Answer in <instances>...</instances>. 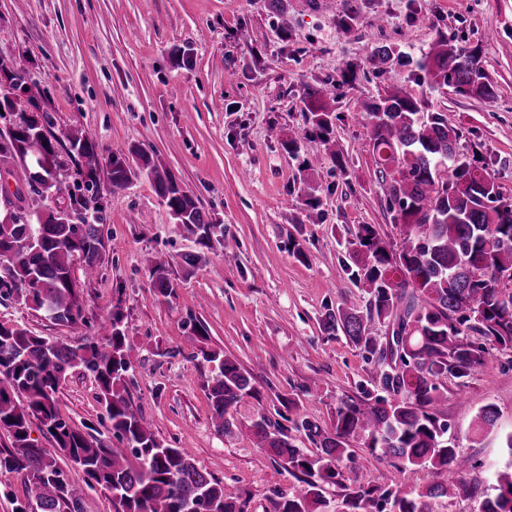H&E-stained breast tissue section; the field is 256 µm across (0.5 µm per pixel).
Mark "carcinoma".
<instances>
[{
    "label": "carcinoma",
    "mask_w": 512,
    "mask_h": 512,
    "mask_svg": "<svg viewBox=\"0 0 512 512\" xmlns=\"http://www.w3.org/2000/svg\"><path fill=\"white\" fill-rule=\"evenodd\" d=\"M408 64L387 45L374 48L367 63L382 69L392 61ZM29 59L1 66L0 171L27 163L26 191L7 193L0 184V298L20 295L52 321L71 327L83 321L81 285L73 269L93 274L105 253L107 210L99 186L106 172L112 187L145 176L166 204L174 223L196 242L224 252L234 249L224 225L209 220L196 200L152 154L140 146L128 154L103 157L81 132L66 134L64 161L49 137L52 117L40 110L44 96ZM420 81L447 86L486 103L497 98L475 52L431 43L416 62ZM304 111L311 129L330 145L333 112L320 93L306 89ZM370 116L369 141L376 179L392 212L399 242L390 244L371 224H360L347 240L345 270L368 295L365 310L339 308L322 317L327 333H342L373 363L364 393L336 406L324 428L309 418L295 422L315 446L305 452L290 441L288 428L260 415L250 430L273 459L302 474L299 486L273 502V512H321L323 486H340L343 512H432L430 501L445 498L479 502V512H512V431L501 435L505 462L490 480L469 474L481 463L464 455L448 434L440 404L445 381L458 388L488 363L490 351L512 350V287L496 274L512 270V202L500 195L476 147H466L463 130L447 112H424L410 93L391 91L364 106ZM13 223L3 222L10 211ZM156 295L174 296L176 287L161 260L152 266ZM394 325L389 349L374 327ZM199 331L189 339L205 363L218 372L207 385L211 422L233 433L234 410L253 393L251 379L233 359L208 350ZM131 345L123 316L111 315V333L77 346L53 342L0 322V431L15 451L0 454V473L22 476L30 500L15 512H81L86 490L96 487L112 498L116 512H247V501L224 494V487L199 467L187 448L163 445L127 397ZM75 370L93 376L112 436L124 448L69 425L60 415V384ZM40 421L55 450L31 439V419ZM498 411L478 409L469 423L475 433L494 429ZM82 470L83 483L66 480L56 454ZM396 460L426 470L421 486H401L367 478L361 455Z\"/></svg>",
    "instance_id": "1"
}]
</instances>
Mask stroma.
<instances>
[{"instance_id":"35a3bbf8","label":"stroma","mask_w":512,"mask_h":512,"mask_svg":"<svg viewBox=\"0 0 512 512\" xmlns=\"http://www.w3.org/2000/svg\"><path fill=\"white\" fill-rule=\"evenodd\" d=\"M356 2L362 18L347 30L339 24L346 0H286L280 13L268 0H0V62L30 56L53 135L82 130L105 157L146 148L237 242L234 254L210 250L205 264L186 269L182 257L196 251L195 241L150 181L115 189L100 179L106 251L94 276L77 277L84 324H57L20 298L0 303V322L76 346L109 335V315L120 310L137 353L127 380L134 409L164 445L192 449L248 512H271L298 483L256 447L251 420L303 414L328 427L337 403L369 383L359 351L321 326L327 310L365 306V292L343 270L352 230L373 224L397 235L375 179L364 104L403 88L422 109L452 113L512 200V0ZM440 37L479 54L495 105L419 84L409 67L367 63L375 46L417 59ZM349 66L353 82L339 85ZM309 86L335 115L339 156L314 133L297 152L286 147L306 125L301 98ZM293 240L306 261L289 254ZM152 255L168 260L174 297L155 295ZM202 327L209 347L235 359L255 388L238 404L229 435L210 421L213 368L185 344ZM490 403L497 431L469 439L471 418ZM58 406L74 428L111 441L90 376L70 374ZM440 409L462 453L498 463L497 432L512 429V353L494 352Z\"/></svg>"}]
</instances>
